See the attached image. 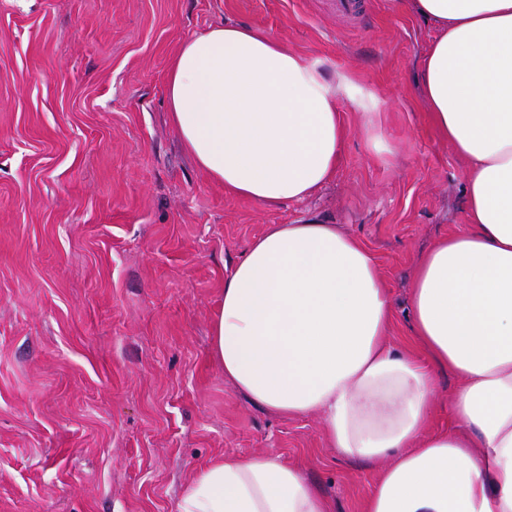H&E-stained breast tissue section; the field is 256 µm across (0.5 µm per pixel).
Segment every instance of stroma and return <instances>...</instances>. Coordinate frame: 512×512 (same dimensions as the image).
<instances>
[{"instance_id": "35a3bbf8", "label": "stroma", "mask_w": 512, "mask_h": 512, "mask_svg": "<svg viewBox=\"0 0 512 512\" xmlns=\"http://www.w3.org/2000/svg\"><path fill=\"white\" fill-rule=\"evenodd\" d=\"M0 0V512H178L226 454L301 466L331 512H362L375 463L330 448L224 377L210 324L224 278L270 224L316 218L373 254L389 343L421 355L420 257L464 224L465 167L421 97L436 31L402 0ZM258 25L382 98L351 103L334 179L266 207L214 183L165 104L182 41Z\"/></svg>"}]
</instances>
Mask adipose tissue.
<instances>
[{"instance_id": "1", "label": "adipose tissue", "mask_w": 512, "mask_h": 512, "mask_svg": "<svg viewBox=\"0 0 512 512\" xmlns=\"http://www.w3.org/2000/svg\"><path fill=\"white\" fill-rule=\"evenodd\" d=\"M438 34L421 60L432 120L466 166L465 227L421 257L409 297L427 362L388 344L392 303L372 253L338 225L271 224L224 279L211 326L224 377L281 417L319 416L331 447L383 462L364 512H512V0H406ZM167 110L197 167L234 195L301 201L336 175L340 104L379 103L258 26L183 41ZM453 424L425 429L435 370ZM179 512H329L303 471L265 454L196 470Z\"/></svg>"}]
</instances>
